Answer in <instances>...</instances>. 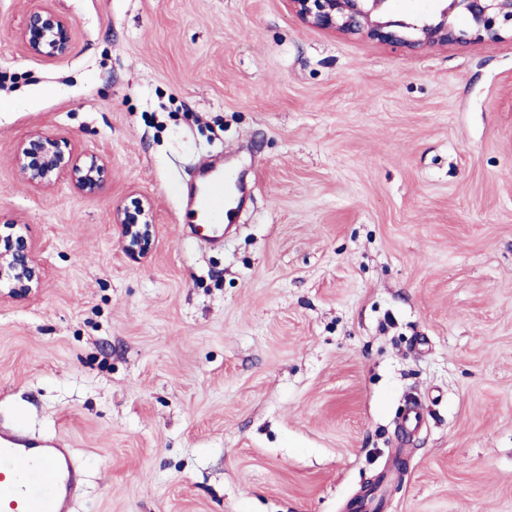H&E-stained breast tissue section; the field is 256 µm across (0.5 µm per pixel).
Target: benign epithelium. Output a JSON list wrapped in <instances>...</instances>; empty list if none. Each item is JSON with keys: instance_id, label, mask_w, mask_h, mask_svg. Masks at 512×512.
<instances>
[{"instance_id": "obj_1", "label": "benign epithelium", "mask_w": 512, "mask_h": 512, "mask_svg": "<svg viewBox=\"0 0 512 512\" xmlns=\"http://www.w3.org/2000/svg\"><path fill=\"white\" fill-rule=\"evenodd\" d=\"M305 25L346 37H359L392 48L413 51L454 44L512 39V0H432L435 19L420 25L391 18V0H287ZM465 18L460 25L457 18ZM72 23L54 10L30 11L19 39L27 52L52 60L66 56L72 44ZM12 162L26 184L50 191L61 183L94 196L101 188L107 160H82L68 142L35 131L15 146ZM119 225L125 255L138 261L151 252L155 220L149 199L139 195L112 211ZM26 222L12 218L0 224V297L20 299L41 286L43 271L25 234Z\"/></svg>"}]
</instances>
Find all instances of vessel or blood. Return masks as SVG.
Returning a JSON list of instances; mask_svg holds the SVG:
<instances>
[{
    "label": "vessel or blood",
    "mask_w": 512,
    "mask_h": 512,
    "mask_svg": "<svg viewBox=\"0 0 512 512\" xmlns=\"http://www.w3.org/2000/svg\"><path fill=\"white\" fill-rule=\"evenodd\" d=\"M204 188H190L192 234L220 247L236 217V191L229 178L202 164ZM84 472L63 441L31 435L20 424L0 425V512H72Z\"/></svg>",
    "instance_id": "vessel-or-blood-1"
}]
</instances>
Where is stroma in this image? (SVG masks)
Returning <instances> with one entry per match:
<instances>
[{
  "label": "stroma",
  "mask_w": 512,
  "mask_h": 512,
  "mask_svg": "<svg viewBox=\"0 0 512 512\" xmlns=\"http://www.w3.org/2000/svg\"><path fill=\"white\" fill-rule=\"evenodd\" d=\"M73 24L27 53L28 10ZM0 217L40 288L0 300V424L75 448V512H512V41L415 53L287 0H0ZM34 131L104 156L31 189ZM246 186L223 248L184 191ZM151 199L146 259L112 210ZM420 398L424 428L399 446ZM72 29L73 25L67 18L42 7L28 13L19 39L30 55L52 60L69 53ZM12 162L31 188L50 191L67 183L84 196L98 193L107 170L104 157L92 156L84 161L67 141L40 131L17 143Z\"/></svg>",
  "instance_id": "stroma-1"
}]
</instances>
